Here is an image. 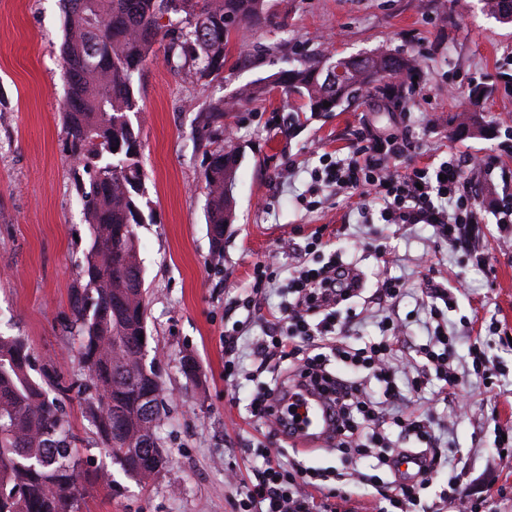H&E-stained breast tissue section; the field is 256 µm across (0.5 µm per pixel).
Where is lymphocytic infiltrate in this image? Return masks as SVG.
I'll use <instances>...</instances> for the list:
<instances>
[{
	"label": "lymphocytic infiltrate",
	"mask_w": 512,
	"mask_h": 512,
	"mask_svg": "<svg viewBox=\"0 0 512 512\" xmlns=\"http://www.w3.org/2000/svg\"><path fill=\"white\" fill-rule=\"evenodd\" d=\"M417 145L410 134L386 137L360 134L349 157L323 154L320 166L311 173L310 197L324 190L336 195H359L382 204L380 218L387 224H428L437 238L453 249L468 252L480 248L481 210L476 195L483 186L501 182L503 193L494 206L499 224L512 223V172L497 171L493 160L478 156L449 155L440 163L395 168V160L408 157ZM478 166L481 182L464 178L463 169ZM288 298L282 302L275 321L265 322L263 340L253 353L260 369L287 368L288 382L310 378L321 382L338 407L340 436L336 448L342 454L375 457L379 468L389 471L390 480L375 478L373 487L384 504L380 512H408L416 505L420 489L430 484L434 474L444 469L430 412L409 408L406 393H420L431 379L441 382L444 396L458 393L461 381L449 372L454 355V339L438 307H431L435 322L432 344L411 356L401 347L404 324L385 316L380 320L381 337L363 347L344 344L348 322L357 317L351 303L360 297L349 276V266L340 252H333L321 267L299 265L288 282ZM346 305L345 320H338L336 308ZM412 369L409 392L395 383L400 369ZM378 389H371V382ZM397 427V440L388 437L389 427ZM423 460L418 478L396 472L395 462L407 450ZM266 467L248 486L239 502L240 512H327L325 503L304 497L301 484L311 483L308 472L284 469L278 453L264 449Z\"/></svg>",
	"instance_id": "obj_1"
}]
</instances>
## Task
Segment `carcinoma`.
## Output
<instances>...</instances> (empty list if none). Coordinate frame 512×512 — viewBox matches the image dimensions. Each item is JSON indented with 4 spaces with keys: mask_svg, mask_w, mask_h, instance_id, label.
Returning <instances> with one entry per match:
<instances>
[{
    "mask_svg": "<svg viewBox=\"0 0 512 512\" xmlns=\"http://www.w3.org/2000/svg\"><path fill=\"white\" fill-rule=\"evenodd\" d=\"M60 56L67 94L65 131L82 168L77 191L92 239L75 291L73 335L85 394V418L112 464L138 483L153 481L166 465L155 432L164 410L163 386L146 366V303L134 225L143 223L145 172L142 144L131 115L141 111L136 78L168 40L167 61L188 67L198 82L224 73L226 45L267 21V0H61ZM495 18L512 22V0H482ZM344 77L332 78L336 68ZM419 70L412 55L369 51L351 56L313 55L270 77L286 98L314 115L359 101L372 88L398 89ZM267 85L242 88L236 99H217L198 115L204 141L206 220L212 243H224L234 219L233 189L240 151L224 144V117L260 97ZM330 106H324V103ZM20 336L0 335V512H79L83 469L76 436L50 377L29 373Z\"/></svg>",
    "mask_w": 512,
    "mask_h": 512,
    "instance_id": "obj_1",
    "label": "carcinoma"
}]
</instances>
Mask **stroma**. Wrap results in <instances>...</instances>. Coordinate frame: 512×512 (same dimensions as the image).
I'll use <instances>...</instances> for the list:
<instances>
[{
	"instance_id": "35a3bbf8",
	"label": "stroma",
	"mask_w": 512,
	"mask_h": 512,
	"mask_svg": "<svg viewBox=\"0 0 512 512\" xmlns=\"http://www.w3.org/2000/svg\"><path fill=\"white\" fill-rule=\"evenodd\" d=\"M271 24L232 39L224 72L211 83L192 81L157 51L136 80L141 110L134 117L143 141L146 171L136 225L146 289V362L158 368L166 411L158 428L167 465L155 480L138 485L116 474L117 488L86 485L81 512H237L245 482L261 467L270 446L267 427L252 418L253 344L259 327L240 339V369L224 378V332L244 319L237 304L251 292L256 262L275 261L279 277L304 256L316 228L346 253L361 273L366 293L378 279L401 278L405 290L388 312L405 325L401 340L414 350L429 338L423 317L426 272L436 281L461 282L449 309L455 336L453 366L462 375L466 415L454 403L418 399L445 428L441 448L467 490L487 498L492 512H512V466L501 464L496 426L512 427V249L496 246L499 230L478 201L488 247L486 263L436 240L426 224L364 223L355 200L327 193L314 208L298 197L322 154L346 155L358 133L409 132L418 148L407 164L445 159L448 151L494 156L512 169L502 150L512 129V87L497 78L512 57V23L484 10L481 0H268ZM60 0H0V333L23 337L34 379L52 374L64 388L61 406L78 439L85 476L111 460L96 444L83 405L70 386L76 379L78 340L71 333L72 293L91 232L76 192L75 169L64 128L66 77ZM373 49L415 54L417 80L407 82L400 103L375 96L321 116L299 111L280 91L238 111L225 124L236 138L241 163L233 190L235 220L224 227V246L214 250L202 190L204 149L195 115L240 87L261 84L288 68L299 54H358ZM486 90L478 127L464 133L457 104L474 87ZM296 174L284 181L286 166ZM394 248L398 263L383 269L365 248L371 240ZM480 344L501 374V394L489 400L468 356ZM196 361L195 377L182 370ZM506 488L498 497V488Z\"/></svg>"
}]
</instances>
